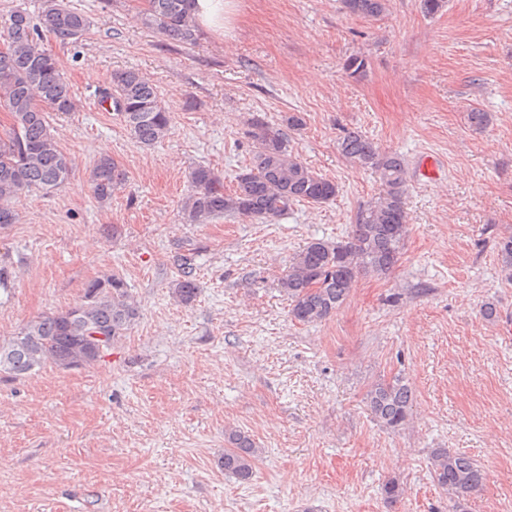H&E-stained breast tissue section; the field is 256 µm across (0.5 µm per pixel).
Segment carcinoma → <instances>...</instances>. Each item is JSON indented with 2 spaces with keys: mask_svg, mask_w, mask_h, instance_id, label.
<instances>
[{
  "mask_svg": "<svg viewBox=\"0 0 512 512\" xmlns=\"http://www.w3.org/2000/svg\"><path fill=\"white\" fill-rule=\"evenodd\" d=\"M341 9L366 20L388 10L389 0H340ZM194 0H146L143 24L173 42L195 40ZM88 18L69 9L62 0H45L37 17L15 8L0 21V110L12 117L10 131L0 137V225L19 219L16 201L27 191L51 192L64 186L72 160L60 148L49 114L77 109L71 86L58 59L42 46L51 35L62 43L82 38ZM108 97L130 135L144 146L163 141L171 129V112L156 85L136 70L112 73ZM304 118L288 117V129L259 117L251 118L248 135L255 153L252 165L236 173L233 189L205 165L189 173L191 190L182 207L188 224H205L223 216H241L273 223L299 202L326 204L338 193V184L304 164L290 147L287 130L302 126ZM340 149L352 164L378 174L381 189L359 207L347 239L331 243L312 240L295 253L288 271L279 279L280 291L290 302L292 320L317 324L332 316L349 297L362 274L388 275L398 264L408 234L406 199L408 172L404 159L388 153L359 131L345 132ZM90 181L101 201L112 198L126 183L125 171L109 157L93 166ZM197 252L175 256L172 294L191 304L198 293ZM139 317V303L117 274L88 282L76 307L51 312L29 321L8 343H0V373L30 375L52 364L70 369L94 364L103 354L91 343L88 331L100 328L116 344ZM413 392L397 375L377 383L367 394V406L382 427L398 431L412 415ZM219 458L224 473L241 483L253 479L255 463L263 452L249 434L232 430ZM428 469L432 481L448 492L452 512H468L467 497L480 491L487 473L469 456L433 448ZM386 503L404 495L401 484L390 479L381 487Z\"/></svg>",
  "mask_w": 512,
  "mask_h": 512,
  "instance_id": "obj_1",
  "label": "carcinoma"
}]
</instances>
